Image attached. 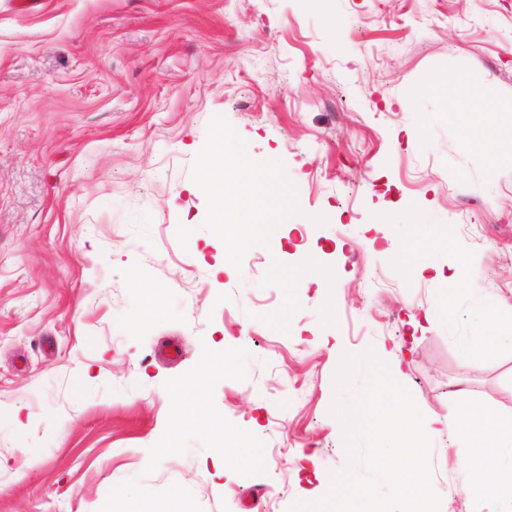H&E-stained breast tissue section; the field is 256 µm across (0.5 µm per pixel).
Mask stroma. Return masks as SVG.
<instances>
[{
  "mask_svg": "<svg viewBox=\"0 0 512 512\" xmlns=\"http://www.w3.org/2000/svg\"><path fill=\"white\" fill-rule=\"evenodd\" d=\"M19 2L0 0V512H99L133 478L203 512L316 500L347 464L336 371L369 349L439 420L441 512H512V336L459 357L489 331L472 289L512 310V0ZM206 347L250 354L214 400L265 471L194 441L146 473L163 384ZM473 409L499 422L471 442L498 492L457 456Z\"/></svg>",
  "mask_w": 512,
  "mask_h": 512,
  "instance_id": "stroma-1",
  "label": "stroma"
}]
</instances>
